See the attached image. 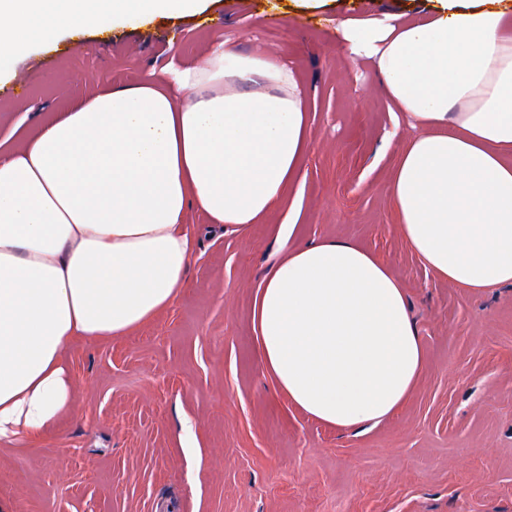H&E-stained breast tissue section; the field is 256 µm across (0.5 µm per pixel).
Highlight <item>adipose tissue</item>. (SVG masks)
<instances>
[{"label":"adipose tissue","mask_w":512,"mask_h":512,"mask_svg":"<svg viewBox=\"0 0 512 512\" xmlns=\"http://www.w3.org/2000/svg\"><path fill=\"white\" fill-rule=\"evenodd\" d=\"M198 0H0V58L108 17L189 15ZM348 59L408 121L390 193L432 274L480 295L512 286V5L439 0L343 18ZM305 92L267 52L228 43L132 86L104 85L0 151V443L67 411L74 341L129 335L184 286L198 238L247 234L308 144ZM266 373L289 404L345 430L393 417L427 368L401 281L351 240L291 246L254 303Z\"/></svg>","instance_id":"1"}]
</instances>
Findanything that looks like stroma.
Masks as SVG:
<instances>
[{"label":"stroma","instance_id":"35a3bbf8","mask_svg":"<svg viewBox=\"0 0 512 512\" xmlns=\"http://www.w3.org/2000/svg\"><path fill=\"white\" fill-rule=\"evenodd\" d=\"M416 0H200L195 15L59 29L0 60V148L99 85H132L236 39L306 88L309 146L283 203L244 236L188 221L199 244L172 305L128 336L63 353L74 391L52 432L0 446L15 512H512V286L436 279L400 237L389 177L404 120L354 66L339 18ZM275 40H267L269 32ZM345 239L401 280L427 371L391 419L340 431L291 407L264 372L253 303L295 243Z\"/></svg>","mask_w":512,"mask_h":512}]
</instances>
